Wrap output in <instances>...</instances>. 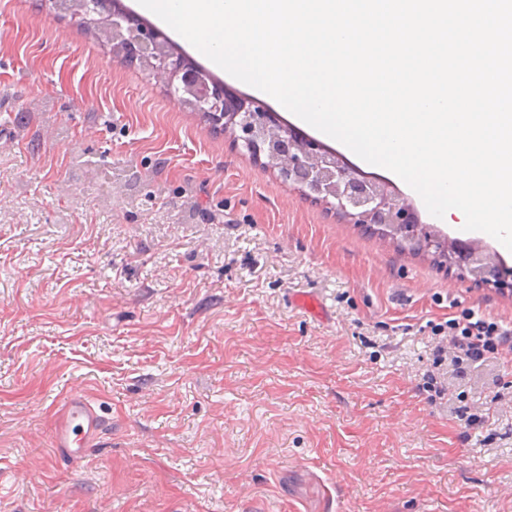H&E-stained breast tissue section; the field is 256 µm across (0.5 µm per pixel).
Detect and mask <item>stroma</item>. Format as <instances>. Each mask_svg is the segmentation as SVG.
<instances>
[{
    "instance_id": "stroma-1",
    "label": "stroma",
    "mask_w": 512,
    "mask_h": 512,
    "mask_svg": "<svg viewBox=\"0 0 512 512\" xmlns=\"http://www.w3.org/2000/svg\"><path fill=\"white\" fill-rule=\"evenodd\" d=\"M464 309L512 327V288L303 198L50 0H0V512H512V409L471 425L422 389ZM449 383L510 396L512 365ZM72 387L110 426L64 462Z\"/></svg>"
}]
</instances>
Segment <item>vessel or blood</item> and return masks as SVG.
I'll list each match as a JSON object with an SVG mask.
<instances>
[{"label": "vessel or blood", "mask_w": 512, "mask_h": 512, "mask_svg": "<svg viewBox=\"0 0 512 512\" xmlns=\"http://www.w3.org/2000/svg\"><path fill=\"white\" fill-rule=\"evenodd\" d=\"M109 420L82 390L69 389L61 398L51 446L61 457H79L106 431Z\"/></svg>", "instance_id": "vessel-or-blood-1"}]
</instances>
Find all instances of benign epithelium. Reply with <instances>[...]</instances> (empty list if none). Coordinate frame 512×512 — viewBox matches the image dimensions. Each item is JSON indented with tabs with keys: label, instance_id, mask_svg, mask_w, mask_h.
Here are the masks:
<instances>
[{
	"label": "benign epithelium",
	"instance_id": "obj_1",
	"mask_svg": "<svg viewBox=\"0 0 512 512\" xmlns=\"http://www.w3.org/2000/svg\"><path fill=\"white\" fill-rule=\"evenodd\" d=\"M53 4L58 12L84 22L97 16L112 21L105 34L112 36L114 50L129 59H143L154 74L178 81L177 100L206 116L214 127L231 128L236 147L264 156L279 179L304 197L326 204L351 224H380L395 239L437 253H454L452 241L433 227L416 223L410 207L383 185L358 177L320 141L297 136L265 102L239 101L223 81L192 58H173L158 41L154 27L117 8L115 0H53ZM458 262L473 281L487 286L497 287L512 277V270L504 269L497 257L481 251L463 250Z\"/></svg>",
	"mask_w": 512,
	"mask_h": 512
}]
</instances>
